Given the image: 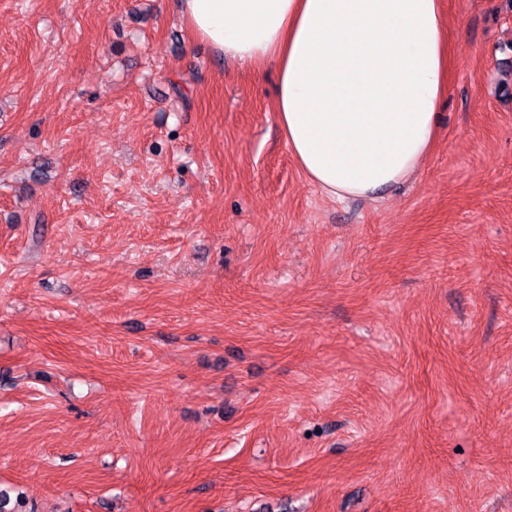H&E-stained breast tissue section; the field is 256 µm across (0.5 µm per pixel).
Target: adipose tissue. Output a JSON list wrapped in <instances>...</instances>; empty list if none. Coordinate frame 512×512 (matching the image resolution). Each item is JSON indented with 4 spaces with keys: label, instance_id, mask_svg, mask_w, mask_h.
Segmentation results:
<instances>
[{
    "label": "adipose tissue",
    "instance_id": "1",
    "mask_svg": "<svg viewBox=\"0 0 512 512\" xmlns=\"http://www.w3.org/2000/svg\"><path fill=\"white\" fill-rule=\"evenodd\" d=\"M442 0H181L193 34L254 74L305 177L369 197L409 179L447 90Z\"/></svg>",
    "mask_w": 512,
    "mask_h": 512
}]
</instances>
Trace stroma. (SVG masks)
Returning <instances> with one entry per match:
<instances>
[{
	"label": "stroma",
	"mask_w": 512,
	"mask_h": 512,
	"mask_svg": "<svg viewBox=\"0 0 512 512\" xmlns=\"http://www.w3.org/2000/svg\"><path fill=\"white\" fill-rule=\"evenodd\" d=\"M443 6L430 154L341 202L179 0H0L1 488L512 512V6Z\"/></svg>",
	"instance_id": "1"
}]
</instances>
